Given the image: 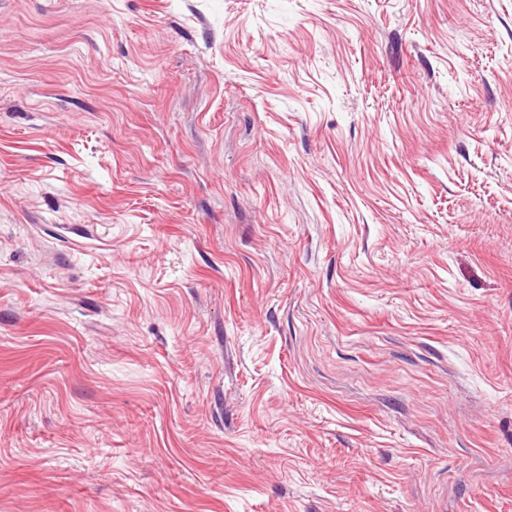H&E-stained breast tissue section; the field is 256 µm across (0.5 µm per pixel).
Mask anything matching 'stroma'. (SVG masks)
Segmentation results:
<instances>
[{"mask_svg":"<svg viewBox=\"0 0 512 512\" xmlns=\"http://www.w3.org/2000/svg\"><path fill=\"white\" fill-rule=\"evenodd\" d=\"M0 512H512V0H0Z\"/></svg>","mask_w":512,"mask_h":512,"instance_id":"1","label":"stroma"}]
</instances>
